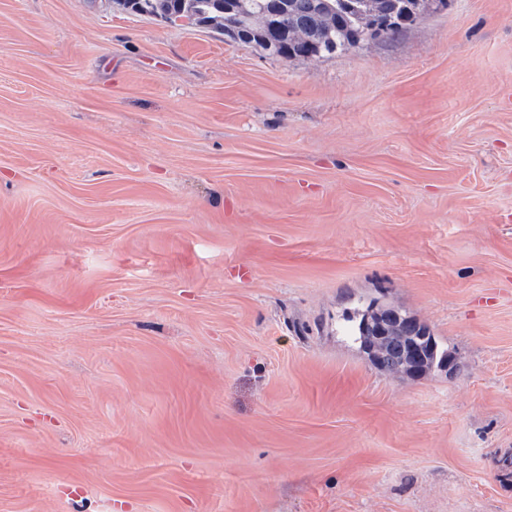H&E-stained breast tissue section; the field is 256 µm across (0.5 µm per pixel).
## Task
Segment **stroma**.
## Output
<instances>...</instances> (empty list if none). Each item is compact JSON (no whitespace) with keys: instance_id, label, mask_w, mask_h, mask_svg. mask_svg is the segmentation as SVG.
Returning a JSON list of instances; mask_svg holds the SVG:
<instances>
[{"instance_id":"1","label":"stroma","mask_w":512,"mask_h":512,"mask_svg":"<svg viewBox=\"0 0 512 512\" xmlns=\"http://www.w3.org/2000/svg\"><path fill=\"white\" fill-rule=\"evenodd\" d=\"M510 457L512 0L314 61L0 0V512H512ZM355 326L352 336L362 348V333L364 349L368 360L377 365L380 359L386 357L391 346L399 340L413 339L410 352L403 356L402 364L397 367L396 375L418 380L426 376L433 365L429 359V349L425 345H419L415 335L422 324L413 315L403 313L391 306L374 305ZM363 323V324H362ZM362 324V333H361ZM405 343L398 342L383 360V364L389 365L401 358Z\"/></svg>"}]
</instances>
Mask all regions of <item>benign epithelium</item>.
Returning <instances> with one entry per match:
<instances>
[{
	"label": "benign epithelium",
	"mask_w": 512,
	"mask_h": 512,
	"mask_svg": "<svg viewBox=\"0 0 512 512\" xmlns=\"http://www.w3.org/2000/svg\"><path fill=\"white\" fill-rule=\"evenodd\" d=\"M428 3L424 0H362L357 10L355 44L385 37L389 33L413 25L424 15ZM288 50L303 59L316 60L322 57L311 32L294 23H288L284 34ZM421 326L413 315L391 306L375 305L366 313L362 324L364 349L368 360L376 365L386 357L391 346L399 341L413 339ZM429 349L414 343L410 352L403 356L396 375L418 380L426 376L433 365L428 356Z\"/></svg>",
	"instance_id": "obj_1"
}]
</instances>
